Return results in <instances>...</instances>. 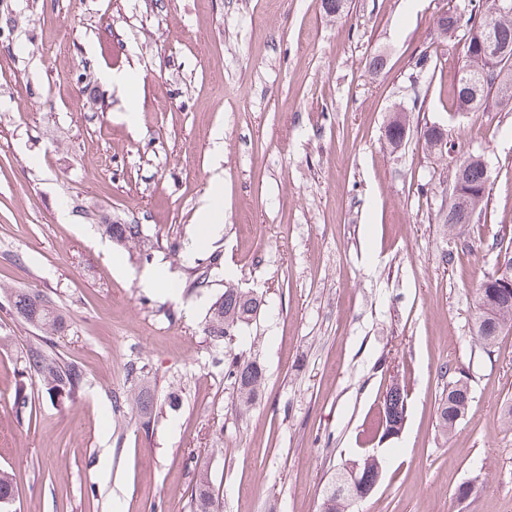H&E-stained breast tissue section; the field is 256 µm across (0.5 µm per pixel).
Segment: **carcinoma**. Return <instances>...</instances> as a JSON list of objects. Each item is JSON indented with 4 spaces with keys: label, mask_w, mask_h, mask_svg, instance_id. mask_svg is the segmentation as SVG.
<instances>
[{
    "label": "carcinoma",
    "mask_w": 512,
    "mask_h": 512,
    "mask_svg": "<svg viewBox=\"0 0 512 512\" xmlns=\"http://www.w3.org/2000/svg\"><path fill=\"white\" fill-rule=\"evenodd\" d=\"M491 8L482 5L478 11L464 19L449 10L436 21L437 28L448 22V28L456 32L464 27L468 29L467 41L473 46L457 69V82L454 88V104L458 112H485L489 100H502L501 88L512 87V15L500 18L495 25L494 42L504 52L505 62L492 65L488 61L480 36L482 30L478 23L487 20ZM425 146L439 152L437 144L448 141L446 130L434 125L420 129ZM465 188L470 193L475 205L483 201L488 175L481 157H469L464 160ZM443 223L448 231L455 232L469 223V213L465 209L448 204V212ZM102 234L118 243L126 244L141 239L142 228L139 224H101ZM490 276H485L477 288L476 315L483 317L480 324L485 347H494L505 332L512 329V290L488 287ZM261 306V299L256 293L230 284L224 293L209 307L205 315L204 331L215 343L230 347L237 336L238 329L250 323ZM9 310L26 324L40 332V337L48 339L65 328V316L50 305L38 291L18 290L10 295ZM24 370L32 378L45 386L47 393L53 395L77 392L84 381L82 370L74 363H63L44 351L39 342L26 346ZM224 377L236 387L240 405L249 407L264 380V370L255 361L242 360L236 356L227 359ZM138 409L147 414L153 411L154 397L148 381H143L135 397ZM471 404V393L467 382L457 379L448 383V395L437 406L439 425L444 433L449 434L465 416ZM404 393L395 387L389 390L374 423L375 431H391L404 421ZM385 468L383 458L377 462L363 465L359 471L357 484L333 485L325 491L322 512H349L353 502L362 499L363 486L382 478ZM13 478L6 471H0V507L13 501ZM192 512H221L219 494L210 477L201 474L191 493Z\"/></svg>",
    "instance_id": "cac0c4a2"
}]
</instances>
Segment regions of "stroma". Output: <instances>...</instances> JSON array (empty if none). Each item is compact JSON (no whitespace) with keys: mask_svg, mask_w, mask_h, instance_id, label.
Returning a JSON list of instances; mask_svg holds the SVG:
<instances>
[{"mask_svg":"<svg viewBox=\"0 0 512 512\" xmlns=\"http://www.w3.org/2000/svg\"><path fill=\"white\" fill-rule=\"evenodd\" d=\"M446 8L471 0H350L338 16L323 0H0L9 512H191L203 470L224 512H320L368 444L389 463L352 512H512V332L490 349L474 332L476 283L512 256V109L451 110L448 61L467 32L437 34ZM398 106L411 131L394 152ZM432 124L454 152L425 150ZM472 155L487 193L453 234L442 215ZM214 196L221 215L200 225ZM104 222L142 238L116 245ZM215 252L210 286L189 287ZM147 268L172 291L143 287ZM228 282L262 299L234 346L265 371L247 409L203 330ZM19 288L64 310L48 351L82 369L75 395L30 383L22 346L37 331L3 306ZM143 373L162 408L149 418L134 402ZM460 376L472 402L447 436L437 405ZM395 380L402 430L364 443Z\"/></svg>","mask_w":512,"mask_h":512,"instance_id":"1","label":"stroma"}]
</instances>
